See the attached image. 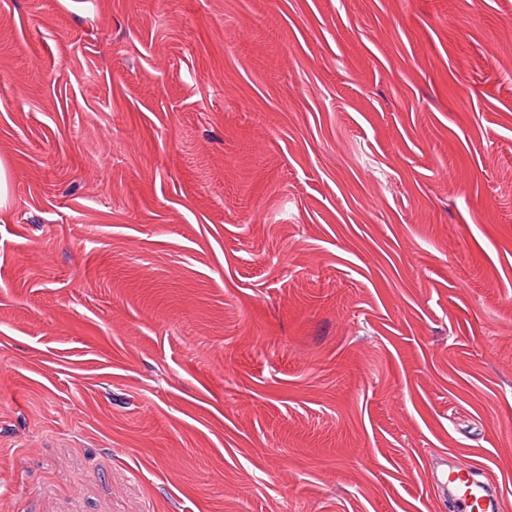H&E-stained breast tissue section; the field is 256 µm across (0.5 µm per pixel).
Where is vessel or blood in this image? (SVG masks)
Segmentation results:
<instances>
[{
    "instance_id": "b4317fda",
    "label": "vessel or blood",
    "mask_w": 512,
    "mask_h": 512,
    "mask_svg": "<svg viewBox=\"0 0 512 512\" xmlns=\"http://www.w3.org/2000/svg\"><path fill=\"white\" fill-rule=\"evenodd\" d=\"M434 481L451 512H500V496L493 481L475 469L452 466Z\"/></svg>"
}]
</instances>
